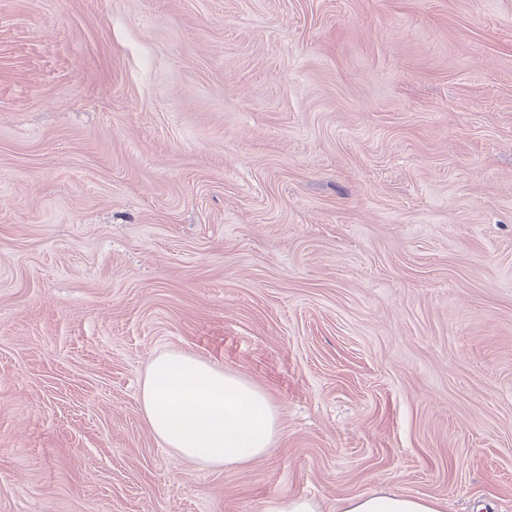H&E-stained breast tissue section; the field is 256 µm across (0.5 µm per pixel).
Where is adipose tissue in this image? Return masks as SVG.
Returning <instances> with one entry per match:
<instances>
[{
	"mask_svg": "<svg viewBox=\"0 0 512 512\" xmlns=\"http://www.w3.org/2000/svg\"><path fill=\"white\" fill-rule=\"evenodd\" d=\"M141 405L164 445L197 464L227 471L267 455L280 433L278 409L265 391L180 352L152 359ZM337 512H441V503L380 490L344 500Z\"/></svg>",
	"mask_w": 512,
	"mask_h": 512,
	"instance_id": "adipose-tissue-1",
	"label": "adipose tissue"
}]
</instances>
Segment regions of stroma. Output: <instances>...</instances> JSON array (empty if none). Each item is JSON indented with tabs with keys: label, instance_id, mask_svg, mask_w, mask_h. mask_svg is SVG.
Listing matches in <instances>:
<instances>
[{
	"label": "stroma",
	"instance_id": "obj_1",
	"mask_svg": "<svg viewBox=\"0 0 512 512\" xmlns=\"http://www.w3.org/2000/svg\"><path fill=\"white\" fill-rule=\"evenodd\" d=\"M269 394L233 471L141 410ZM512 512V0H0V512ZM141 405L164 445L199 465L224 471L267 455L280 433L278 409L265 391L180 352L152 359ZM336 512H442L439 500L380 490L348 498Z\"/></svg>",
	"mask_w": 512,
	"mask_h": 512
}]
</instances>
